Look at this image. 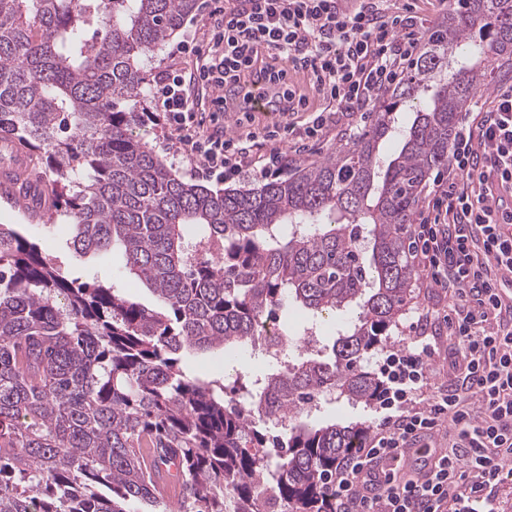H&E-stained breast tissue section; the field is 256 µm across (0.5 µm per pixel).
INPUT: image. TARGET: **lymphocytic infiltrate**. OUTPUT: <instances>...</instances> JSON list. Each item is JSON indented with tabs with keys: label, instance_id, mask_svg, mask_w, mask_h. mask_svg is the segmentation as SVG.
Here are the masks:
<instances>
[{
	"label": "lymphocytic infiltrate",
	"instance_id": "1",
	"mask_svg": "<svg viewBox=\"0 0 512 512\" xmlns=\"http://www.w3.org/2000/svg\"><path fill=\"white\" fill-rule=\"evenodd\" d=\"M209 18L206 43L193 38L181 50L201 57L197 78L216 112L197 116L173 70L154 77L152 97L192 172L218 180L278 175L280 143L319 138L339 114L369 107L403 78L418 47L411 18L389 14L381 0H212ZM266 50L274 63L264 62ZM289 66L310 74L328 108L299 126L226 135L225 84L251 70L270 80ZM448 166L411 232L427 287L449 296L448 379L431 377L436 338L387 351L371 432L331 481L336 512H501L495 490L512 462V304L500 294L512 287V201L492 185H512V83L494 89L477 123L460 126ZM421 443L441 450L430 477L400 481L404 449Z\"/></svg>",
	"mask_w": 512,
	"mask_h": 512
}]
</instances>
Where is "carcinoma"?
<instances>
[{
    "instance_id": "carcinoma-1",
    "label": "carcinoma",
    "mask_w": 512,
    "mask_h": 512,
    "mask_svg": "<svg viewBox=\"0 0 512 512\" xmlns=\"http://www.w3.org/2000/svg\"><path fill=\"white\" fill-rule=\"evenodd\" d=\"M196 9L0 0V137L54 174L33 186L31 215L69 222L78 257L120 251L162 303L69 281L0 224V512H330L331 474L368 429L293 419L327 394L373 402L379 381L364 361L411 299L421 190L448 165L490 58L512 57V0H465L351 143L257 188L212 191L133 134L143 63ZM408 104L415 117L385 158ZM289 304L357 313L332 345L263 374L227 384L183 370L189 348L242 353ZM146 454L176 467L175 503L158 495Z\"/></svg>"
}]
</instances>
